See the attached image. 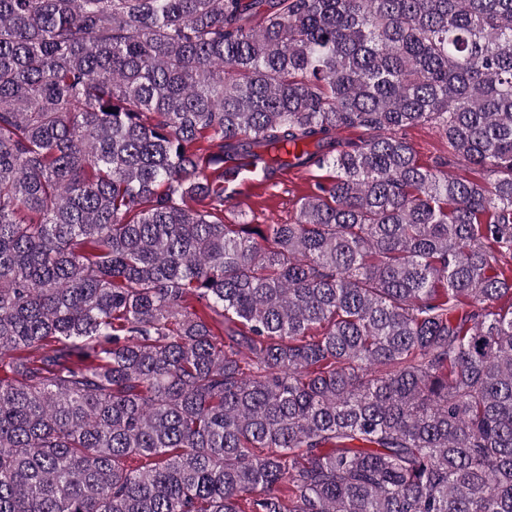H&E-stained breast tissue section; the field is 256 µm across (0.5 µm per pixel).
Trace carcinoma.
Masks as SVG:
<instances>
[{
  "label": "carcinoma",
  "instance_id": "obj_1",
  "mask_svg": "<svg viewBox=\"0 0 512 512\" xmlns=\"http://www.w3.org/2000/svg\"><path fill=\"white\" fill-rule=\"evenodd\" d=\"M5 368L0 512H512V0H0ZM406 139L413 146L419 163L429 168L447 170L453 175L466 178L493 182L495 175L486 170L473 167L466 162L453 157L448 148V140L441 135L432 124H421L408 128ZM227 162L236 164V170L232 178L224 177L226 224H292L301 199L334 176L333 169L315 163L267 168L249 158Z\"/></svg>",
  "mask_w": 512,
  "mask_h": 512
}]
</instances>
